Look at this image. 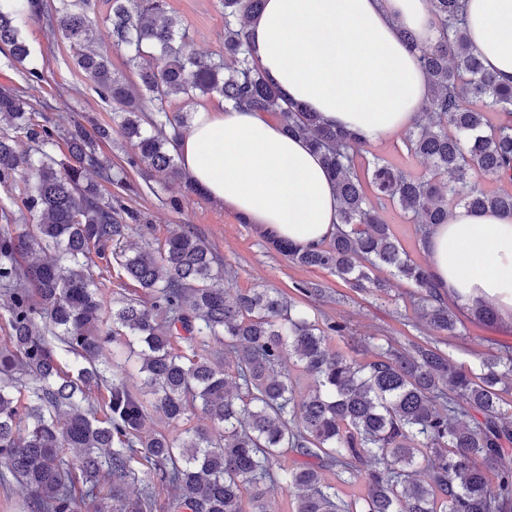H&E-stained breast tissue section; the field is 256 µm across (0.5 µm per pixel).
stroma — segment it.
I'll return each instance as SVG.
<instances>
[{"mask_svg":"<svg viewBox=\"0 0 512 512\" xmlns=\"http://www.w3.org/2000/svg\"><path fill=\"white\" fill-rule=\"evenodd\" d=\"M167 3L170 15L189 33L190 50L201 55L223 52L224 11L220 0H167ZM22 35L33 62L43 72L36 107L49 123L62 120L83 125L92 120L111 123V104L103 102L87 77L75 68L67 42L54 36L42 21L27 22ZM129 180L134 190L128 196V203L142 210L147 219L145 225L133 230L129 243H140L146 234L164 237L167 228L175 224L189 226L232 269L230 287L276 288L309 312L345 322L348 333L332 340L334 349L365 360L369 357L368 347L374 343L428 340L438 343L454 363L470 367L489 348L512 346V325L502 323L491 327L469 324L457 336H441L428 330L419 323L408 302L410 284L391 276L388 270L377 272L388 284L384 295L349 288L330 271L289 262L266 242L255 225L240 223L233 212L210 199L184 201L176 212L169 208L167 201L179 194L177 183H159L154 191L148 192L137 173H130ZM311 284L321 288V295L309 297L301 293V286Z\"/></svg>","mask_w":512,"mask_h":512,"instance_id":"obj_1","label":"stroma"}]
</instances>
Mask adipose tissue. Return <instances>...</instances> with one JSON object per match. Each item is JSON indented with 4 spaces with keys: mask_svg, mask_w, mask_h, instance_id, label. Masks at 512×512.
I'll use <instances>...</instances> for the list:
<instances>
[{
    "mask_svg": "<svg viewBox=\"0 0 512 512\" xmlns=\"http://www.w3.org/2000/svg\"><path fill=\"white\" fill-rule=\"evenodd\" d=\"M465 12L484 67L512 84V34L501 30L512 0H466ZM405 30L433 38L429 0H266L248 25L257 65L289 100L369 143L411 127L429 93ZM180 161L210 200L300 248L336 232V186L320 156L258 113L200 109ZM426 249L442 296L493 302L512 323V216L453 208Z\"/></svg>",
    "mask_w": 512,
    "mask_h": 512,
    "instance_id": "1",
    "label": "adipose tissue"
}]
</instances>
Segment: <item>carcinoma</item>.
<instances>
[{"mask_svg":"<svg viewBox=\"0 0 512 512\" xmlns=\"http://www.w3.org/2000/svg\"><path fill=\"white\" fill-rule=\"evenodd\" d=\"M264 2L223 0L224 53L203 56L188 50L166 0H112L105 22L135 86L89 49L99 31L92 0H0V49L29 82L27 91L0 85V185L19 189L0 207V487L23 486L27 512H155L163 494L170 512H272L263 489L275 484L294 492L295 512H512V468L502 464L512 445V347L485 354L477 371L416 342L377 344L362 363L330 346L344 323L310 316L276 288L221 287L223 259L188 227L127 245L143 220L124 201L127 169L147 184L182 183L174 210L203 196L177 154L191 113L169 104L219 97L275 117L335 181L339 224L329 242L302 249L266 236L275 249L377 294L385 282L372 270L391 268L414 286L425 327L460 333L456 305L400 248L380 209L398 204L422 244L455 205L512 215L511 191L473 181L480 173L512 182V85L484 68L461 0H429L433 40L405 34L431 95L404 147L429 162L430 176L375 155L359 165L366 142L285 98L254 62L246 26ZM30 19L69 43L75 66L115 107L113 124L42 120L32 100L43 75L21 32ZM114 124L132 148L128 168L116 171L97 152ZM20 136L34 153L16 149ZM26 212L36 222L11 228ZM100 262L142 295L105 298L92 271ZM466 313L474 324L499 321L484 302ZM108 342L117 346L110 364L99 360ZM295 371L311 378L303 393ZM150 410L174 426L199 410L212 429L149 430ZM420 464L424 480L415 478ZM130 483L142 485L134 497L123 493Z\"/></svg>","mask_w":512,"mask_h":512,"instance_id":"carcinoma-1","label":"carcinoma"}]
</instances>
